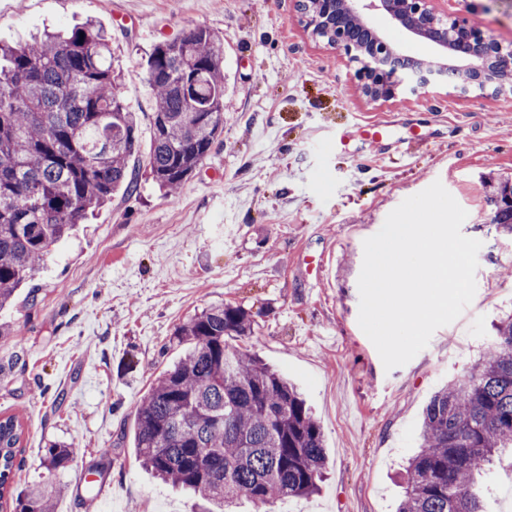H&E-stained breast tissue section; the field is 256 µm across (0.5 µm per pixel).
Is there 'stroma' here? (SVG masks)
Masks as SVG:
<instances>
[{
  "label": "stroma",
  "instance_id": "obj_1",
  "mask_svg": "<svg viewBox=\"0 0 512 512\" xmlns=\"http://www.w3.org/2000/svg\"><path fill=\"white\" fill-rule=\"evenodd\" d=\"M440 16L512 45V0H440ZM92 19L112 37L138 121L133 191H120L57 244L39 278L0 311V414L24 423L12 493L54 442L74 447L53 512H199L136 460V410L183 354L178 325L219 304L254 320L233 344L297 384L329 459L321 488L281 512H397L423 409L492 347L512 308V243L491 223L486 177L512 178V94L444 83L372 102L358 62L313 38L295 0H0V43ZM203 25L224 40V131L177 194L147 167L155 46ZM391 145H362L367 123ZM348 151L333 150L340 132ZM441 182L480 240L476 293L406 365L385 370L358 324L363 242L404 199ZM324 262L323 275L313 266ZM103 470L106 496L81 472Z\"/></svg>",
  "mask_w": 512,
  "mask_h": 512
}]
</instances>
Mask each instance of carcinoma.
I'll return each mask as SVG.
<instances>
[{"label": "carcinoma", "instance_id": "cac0c4a2", "mask_svg": "<svg viewBox=\"0 0 512 512\" xmlns=\"http://www.w3.org/2000/svg\"><path fill=\"white\" fill-rule=\"evenodd\" d=\"M112 38L92 22L61 37L0 45V309L35 279L53 247L88 211L135 187L137 120L112 71ZM154 92L147 165L176 192L224 130V42L197 25L159 43L147 62ZM491 223L512 240V184L488 198ZM253 330L239 306H212L178 327L189 344L142 398L135 446L147 470L212 505L242 499L264 512L319 489L328 461L322 429L297 389L256 354L229 344ZM19 416L0 417V499L22 446ZM512 454V312L494 325L493 350L464 381L442 387L424 411L398 512H488L477 477ZM71 446L51 444L41 479L14 512H48Z\"/></svg>", "mask_w": 512, "mask_h": 512}]
</instances>
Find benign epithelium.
<instances>
[{"label": "benign epithelium", "mask_w": 512, "mask_h": 512, "mask_svg": "<svg viewBox=\"0 0 512 512\" xmlns=\"http://www.w3.org/2000/svg\"><path fill=\"white\" fill-rule=\"evenodd\" d=\"M438 0H307L314 10L302 12V22L316 37L329 33V44L343 48L356 59H365L359 72L362 89L372 101L390 100L401 91L413 93L434 86L447 77V64L440 61L424 62L410 73H403L394 63L397 51L371 25L370 12L384 14L395 25L404 29L412 38L425 37L432 19L438 18ZM342 13L362 19L371 33L372 45L358 48L352 44L344 30L329 31L330 21ZM454 35L466 39L478 38L480 44L473 47L471 55L459 56L462 68L474 72V80L490 86L496 82L494 75L504 71L512 74V50L492 34L484 33L465 23H454Z\"/></svg>", "instance_id": "7a95c632"}]
</instances>
